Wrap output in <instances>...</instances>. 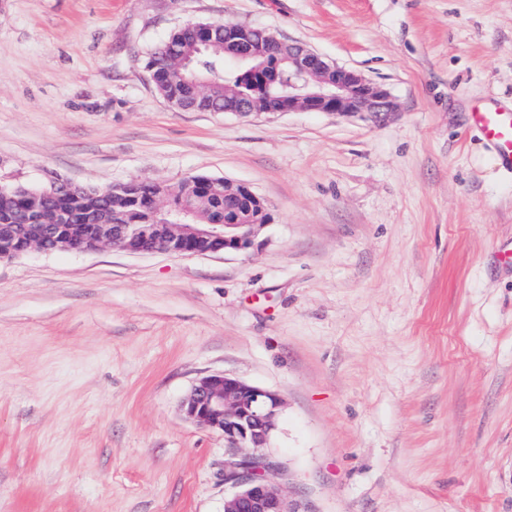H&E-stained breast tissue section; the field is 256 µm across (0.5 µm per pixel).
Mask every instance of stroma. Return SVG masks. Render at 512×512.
<instances>
[{
	"mask_svg": "<svg viewBox=\"0 0 512 512\" xmlns=\"http://www.w3.org/2000/svg\"><path fill=\"white\" fill-rule=\"evenodd\" d=\"M243 22L383 84V124L174 111L148 58ZM512 0H0V186L247 184L244 253L0 263V512H224L223 373L283 407L292 512H512ZM511 112L493 106H485L471 112V118L485 137L495 144L502 160L511 162L512 165Z\"/></svg>",
	"mask_w": 512,
	"mask_h": 512,
	"instance_id": "obj_1",
	"label": "stroma"
}]
</instances>
